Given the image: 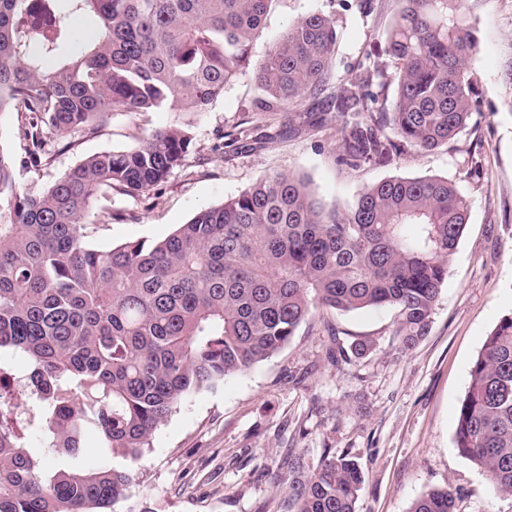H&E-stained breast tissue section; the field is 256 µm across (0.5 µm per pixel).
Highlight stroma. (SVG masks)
<instances>
[{
    "label": "stroma",
    "instance_id": "35a3bbf8",
    "mask_svg": "<svg viewBox=\"0 0 512 512\" xmlns=\"http://www.w3.org/2000/svg\"><path fill=\"white\" fill-rule=\"evenodd\" d=\"M399 7V0H273L251 43L249 69L207 111L119 113L99 135L66 149L46 134L49 161L37 171L24 162V118L0 112V147L14 160L16 181L40 188L90 155L188 125L191 148L164 183L136 198L100 192L98 210L114 215L108 224L89 223L88 240L100 249L164 239L200 209L277 173L306 177L329 208H347L364 188L392 176L448 178L470 205L430 329L413 349L399 351L391 310L328 313L252 369L188 395L141 457L124 463L133 500L154 512H282L285 495L274 478L283 460L293 453L314 465L327 448L362 468L357 512H408L427 490L442 487L455 493L457 512H512V496L495 493L454 443L470 367L512 313V0H464L477 42L468 66L478 75L479 109L447 146L408 148L389 165L352 169L336 161L335 113L307 121L318 99L275 112L258 106L263 93L252 68L291 23L312 13L335 17L336 83L362 78L369 67L392 71L383 47ZM333 328L343 345L369 340L370 352L331 362Z\"/></svg>",
    "mask_w": 512,
    "mask_h": 512
}]
</instances>
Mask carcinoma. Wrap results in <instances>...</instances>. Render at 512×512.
Here are the masks:
<instances>
[{"mask_svg": "<svg viewBox=\"0 0 512 512\" xmlns=\"http://www.w3.org/2000/svg\"><path fill=\"white\" fill-rule=\"evenodd\" d=\"M272 2L0 0V112L28 116L26 162H46L45 129L68 141L101 132L116 112L206 111L249 64ZM400 3L385 48L395 75L343 80L326 99L341 120L338 160L352 168L446 146L478 111L463 0ZM84 17L89 40L77 27ZM336 42L330 16L290 24L253 71L260 107L320 95ZM374 76L394 86L390 103L371 90ZM191 141L184 127L159 129L45 189L17 185L0 149V349L30 362L26 400L0 369V512H115L123 502L124 512H152L129 502L127 469L79 465L87 435L114 459H138L183 398L277 354L321 311L392 308L402 351L427 335L468 222L469 204L446 178L384 179L342 212L325 209L305 178L278 173L159 242L90 245L98 192L154 189ZM455 446L512 496V314L471 366ZM285 464L287 512H356L364 478L351 456L326 449L312 468L300 456ZM409 512H456L455 496L431 489Z\"/></svg>", "mask_w": 512, "mask_h": 512, "instance_id": "carcinoma-1", "label": "carcinoma"}]
</instances>
